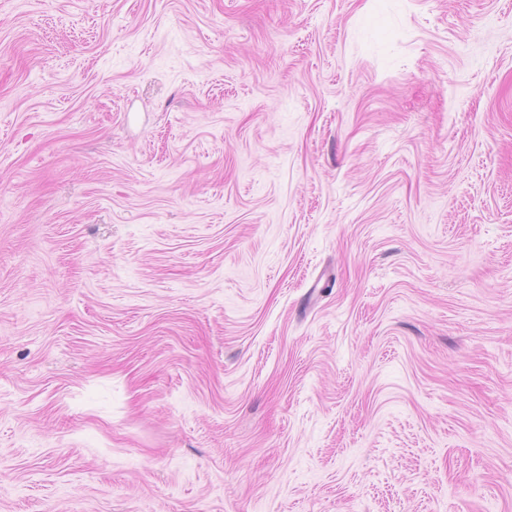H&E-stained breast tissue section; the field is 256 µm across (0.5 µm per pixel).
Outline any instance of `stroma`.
<instances>
[{
  "label": "stroma",
  "mask_w": 512,
  "mask_h": 512,
  "mask_svg": "<svg viewBox=\"0 0 512 512\" xmlns=\"http://www.w3.org/2000/svg\"><path fill=\"white\" fill-rule=\"evenodd\" d=\"M0 512H512V0H0Z\"/></svg>",
  "instance_id": "1"
}]
</instances>
